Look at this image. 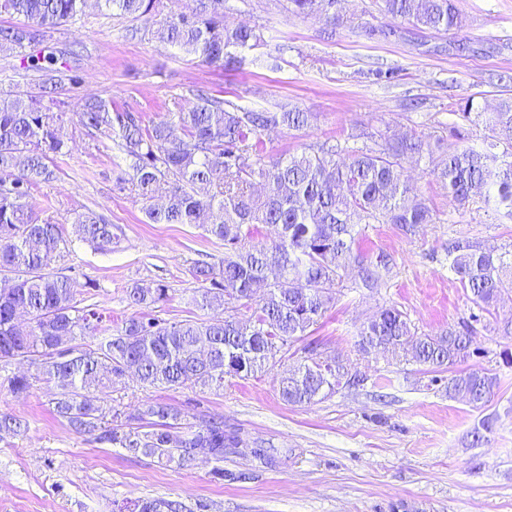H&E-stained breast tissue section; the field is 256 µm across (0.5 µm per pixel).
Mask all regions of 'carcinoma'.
I'll return each mask as SVG.
<instances>
[{
    "label": "carcinoma",
    "instance_id": "cac0c4a2",
    "mask_svg": "<svg viewBox=\"0 0 512 512\" xmlns=\"http://www.w3.org/2000/svg\"><path fill=\"white\" fill-rule=\"evenodd\" d=\"M103 2L112 15L151 21L161 38L226 69L239 68L237 50L260 40L254 29L224 22V0H197L190 13L167 12L162 0ZM381 2L385 13L417 29L461 27L455 0ZM84 5L85 0H0V14L36 26H1L0 51L24 48L77 17ZM335 5L336 0H287L289 13L319 12L333 32L340 25ZM28 60L42 72V95L0 94V361L36 366L56 388L55 414L77 433L167 465H184L196 448L222 462L240 447L237 436L224 432V419L194 425L180 408L149 402L124 416L114 413L125 422L112 426L94 403V390L128 376L149 386L221 390L226 376L247 379L264 372L323 317L349 268H359L367 287L389 272L385 255L373 267L365 263L357 225L392 224L406 234L432 222L433 210L405 181L403 163L440 142L387 136L377 149L344 155L335 145H322L268 160L262 131L300 130L315 114L287 106L246 111L192 89L189 106L146 125L110 101H83L74 113L78 125L90 136L116 141L129 158L146 223L194 224L224 242L222 267L197 262L189 269L204 285L197 306L205 310L226 298L260 301L247 324L230 316L168 323L143 310L167 301L169 288L135 287L128 292L129 305L142 313L122 321L117 333L99 336L103 316L78 307L77 282L52 266L67 247L60 225L40 219L27 202L33 186L53 179L50 155L66 147L63 113L52 111L43 95L55 93L65 79L77 84V77L64 75L52 57ZM476 117L491 132L486 149L443 151L432 159L433 174L457 207L489 187L495 194L486 203L512 218V160L506 151L494 152L500 144L512 148V99ZM256 182L262 186L259 195L253 192ZM261 224L277 228L269 246L254 242ZM73 233L102 248L118 239L122 228L87 210L75 216ZM450 256V270L478 311H490L512 292V251L468 242ZM20 310L30 322L16 321ZM474 341L466 324L420 336L401 310L388 307L362 325L357 346L365 353L402 352L430 372L452 373L448 395L479 409L493 397L497 376L486 369L453 371L470 357ZM305 350L307 362L280 376L279 393L288 404L310 405L350 383L351 372L339 358H323L311 346ZM125 509L183 512L182 504L155 498Z\"/></svg>",
    "mask_w": 512,
    "mask_h": 512
}]
</instances>
